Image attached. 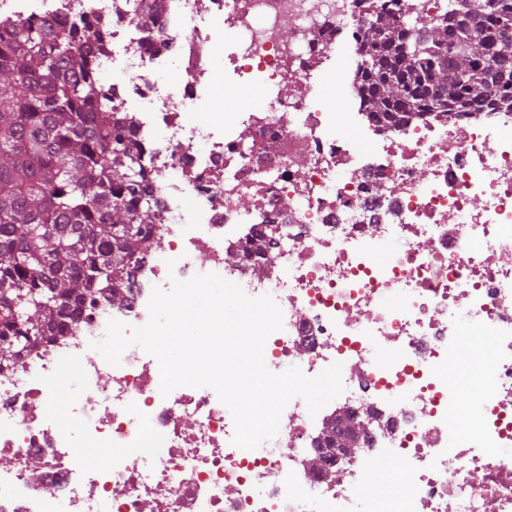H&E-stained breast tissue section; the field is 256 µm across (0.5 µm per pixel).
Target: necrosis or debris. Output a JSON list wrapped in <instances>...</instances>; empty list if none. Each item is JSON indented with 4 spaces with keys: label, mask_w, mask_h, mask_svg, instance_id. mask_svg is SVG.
<instances>
[{
    "label": "necrosis or debris",
    "mask_w": 512,
    "mask_h": 512,
    "mask_svg": "<svg viewBox=\"0 0 512 512\" xmlns=\"http://www.w3.org/2000/svg\"><path fill=\"white\" fill-rule=\"evenodd\" d=\"M152 2L147 31L127 0H0L12 18L109 20L99 67L127 75L112 103L159 202L128 304L97 300L0 369V512H512V110L387 127L332 64L379 7L436 16L441 0ZM206 273L280 307L269 370L342 366L341 395L314 415L293 399L253 450L213 389L162 395L141 347L116 366L91 347L109 320L146 324L153 288ZM345 413L365 425L356 465L309 467ZM97 448L110 456L87 461ZM395 460L404 494L377 492Z\"/></svg>",
    "instance_id": "necrosis-or-debris-1"
}]
</instances>
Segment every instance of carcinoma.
Here are the masks:
<instances>
[{
	"label": "carcinoma",
	"mask_w": 512,
	"mask_h": 512,
	"mask_svg": "<svg viewBox=\"0 0 512 512\" xmlns=\"http://www.w3.org/2000/svg\"><path fill=\"white\" fill-rule=\"evenodd\" d=\"M444 9L436 22L386 10L371 21L355 84L376 122L512 105V0ZM107 28L91 13L0 25V368L85 305H125L157 243L152 171L86 51L104 49ZM329 423L326 447L357 443L352 416Z\"/></svg>",
	"instance_id": "carcinoma-1"
}]
</instances>
